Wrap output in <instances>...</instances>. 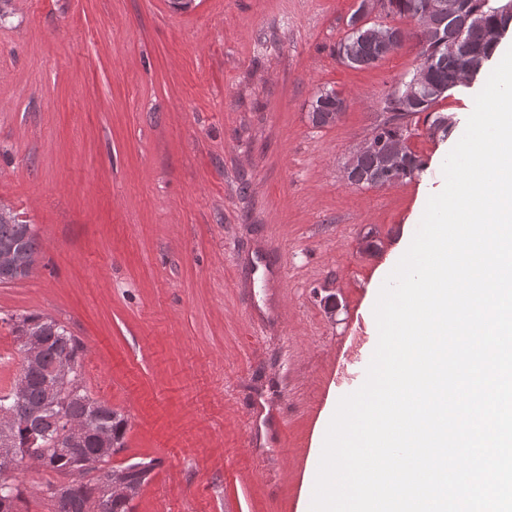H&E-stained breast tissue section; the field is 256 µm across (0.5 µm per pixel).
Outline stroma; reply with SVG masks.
Masks as SVG:
<instances>
[{"label":"stroma","mask_w":512,"mask_h":512,"mask_svg":"<svg viewBox=\"0 0 512 512\" xmlns=\"http://www.w3.org/2000/svg\"><path fill=\"white\" fill-rule=\"evenodd\" d=\"M0 24V201L32 224L33 273L0 284V389L22 373L12 317L84 343L88 396L124 415L112 466L153 462L132 512H307L341 397L365 381L394 250L444 187L487 78L412 120L426 168L350 184L344 166L417 65L353 69L333 48L356 0H31ZM333 89L334 125L308 112ZM18 512H52L23 460Z\"/></svg>","instance_id":"1"}]
</instances>
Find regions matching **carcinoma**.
Wrapping results in <instances>:
<instances>
[{"instance_id": "1", "label": "carcinoma", "mask_w": 512, "mask_h": 512, "mask_svg": "<svg viewBox=\"0 0 512 512\" xmlns=\"http://www.w3.org/2000/svg\"><path fill=\"white\" fill-rule=\"evenodd\" d=\"M387 18L419 21L430 7V0H388ZM440 26L447 41L461 40L470 50L493 56L496 45L485 38L482 26H466L463 11L481 16L487 25L501 22L495 0H435ZM355 58L345 61L349 46ZM418 67L426 70V85L415 95L404 87L388 93L383 110L387 116L372 131L375 148L356 158L348 181L357 186H381L390 182L391 168L399 171L401 183L412 180L423 170L420 157L407 145L412 130L409 119L426 114L429 131L446 137L452 130L451 117L435 110L448 97L446 88L459 73V59L440 47L424 29L415 36ZM336 57L347 66H372L383 59L374 44L349 32L336 45ZM312 124L325 127L336 123V91L320 92L311 102ZM38 252L37 235L32 225L12 208L0 204V284L31 275ZM16 340L32 342L35 357L10 389L0 392V434H7L20 459L29 458L62 478L64 488L49 493L54 512H131L130 502L148 481L150 462L136 461L112 467V454L123 448L127 426L124 416L104 402L88 397L78 362L80 340L56 320L42 315L15 318ZM94 471L112 479L109 495L98 494L101 482L91 477ZM11 495L0 499V512H17L23 492L9 483Z\"/></svg>"}]
</instances>
